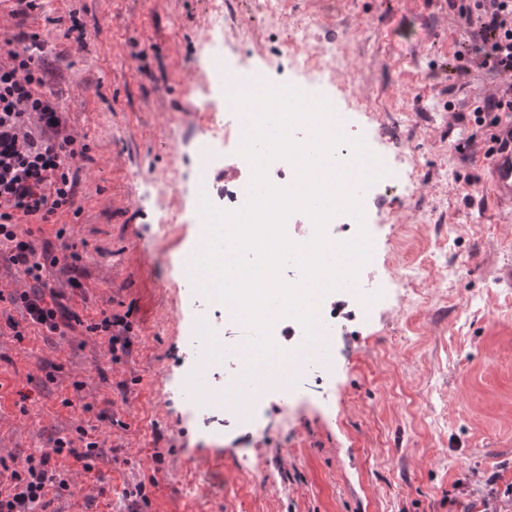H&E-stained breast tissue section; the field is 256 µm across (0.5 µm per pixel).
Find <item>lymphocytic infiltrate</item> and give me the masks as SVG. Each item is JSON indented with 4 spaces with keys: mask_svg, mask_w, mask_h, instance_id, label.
<instances>
[{
    "mask_svg": "<svg viewBox=\"0 0 512 512\" xmlns=\"http://www.w3.org/2000/svg\"><path fill=\"white\" fill-rule=\"evenodd\" d=\"M457 22L473 39L466 53H457L453 69L466 77L478 67L504 77V93H482L470 111L458 113L460 122L471 125V142L484 146L485 159L512 148V0H448ZM10 65L0 66V252L8 255L29 286L9 293V302L22 308V321H9L16 338L30 325L51 334L82 322L64 296L48 288L45 263L31 240L17 233L19 217H40L71 209L79 177L72 169L75 159L86 158L88 146L77 136L62 134V114L52 97L38 93L45 69L29 48H11ZM90 332L108 338L111 362L131 351V324L125 316H103L87 324ZM99 447L90 441L77 447L74 440L59 437L51 448L28 458L22 470L11 471L7 486L0 487V512H34L49 490L66 489L63 474L49 470L52 457L63 454L84 462Z\"/></svg>",
    "mask_w": 512,
    "mask_h": 512,
    "instance_id": "lymphocytic-infiltrate-1",
    "label": "lymphocytic infiltrate"
}]
</instances>
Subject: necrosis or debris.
<instances>
[{
    "label": "necrosis or debris",
    "instance_id": "obj_1",
    "mask_svg": "<svg viewBox=\"0 0 512 512\" xmlns=\"http://www.w3.org/2000/svg\"><path fill=\"white\" fill-rule=\"evenodd\" d=\"M228 8L226 0H215L210 21L209 52L197 58L195 64L209 72L215 91L250 90L270 82L267 69L252 62L248 55L239 59L226 58L221 42L224 29V14ZM299 44L306 51L305 57L295 59L297 68L311 74L310 82L303 89L309 94L320 95L326 81L327 70H338L345 58L335 44H324L317 40V27L314 22H306L300 29ZM315 56L328 58V69L312 66ZM204 120L196 136L195 152L197 167L192 187L193 202L201 198H223L224 207L235 210L243 206L246 199V186L251 169L241 156H232L224 168H217L213 146L215 142L233 135H241L243 126L232 112H220L212 98L202 102ZM383 141L375 150L376 155L386 166L388 173L371 184L364 193L365 203H374L383 193L394 188H402L407 197H415L417 178L416 162L412 154L398 144L393 134L394 125L386 110H379L375 117ZM412 267L398 261L384 262L383 266L366 265L359 277L357 289L347 290L348 298L357 293H371L383 290L385 297L404 302V291L415 280ZM339 312L331 298H324L320 308L321 324L317 330L319 341L310 348L293 352L279 364L264 366L255 373H248V353L243 345L233 349L232 373L224 383L223 392H195L189 402L191 411H207L221 415L234 414L242 425H250L256 409L266 400L286 396L296 392L306 380L331 374L334 361L330 352L334 347L339 325Z\"/></svg>",
    "mask_w": 512,
    "mask_h": 512
}]
</instances>
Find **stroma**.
<instances>
[{"mask_svg": "<svg viewBox=\"0 0 512 512\" xmlns=\"http://www.w3.org/2000/svg\"><path fill=\"white\" fill-rule=\"evenodd\" d=\"M209 4L0 0V45L40 38L55 71L49 89L89 146L76 211L19 220L58 257L49 282L84 322L19 341L6 320L21 311L0 302V459L21 469L50 439L82 429L98 441L91 471L52 457L68 488L48 494L46 512H127L139 489L141 512H512V500L489 494L512 486V208L494 199L490 163L456 118L500 81L451 75L463 32L448 0H282L274 19L258 0H235L225 49L237 50L248 24L252 59L298 80L275 53L316 21L346 54L337 107L369 112L382 99L407 113L398 136L418 150L417 198L431 219L418 223L402 192H387L376 204L391 215L376 228L379 251L426 259L448 283L415 282L404 305L368 323L343 308L334 373L319 390L266 403L251 427L186 418L180 382L196 363L188 333L198 308L181 259L196 224L175 186L193 182L196 92L209 78L192 63L206 48ZM74 21L90 31L86 44L67 37ZM165 211L181 220L164 233ZM73 243L80 294L62 261ZM106 313L128 314L132 327L118 363L85 329Z\"/></svg>", "mask_w": 512, "mask_h": 512, "instance_id": "35a3bbf8", "label": "stroma"}]
</instances>
